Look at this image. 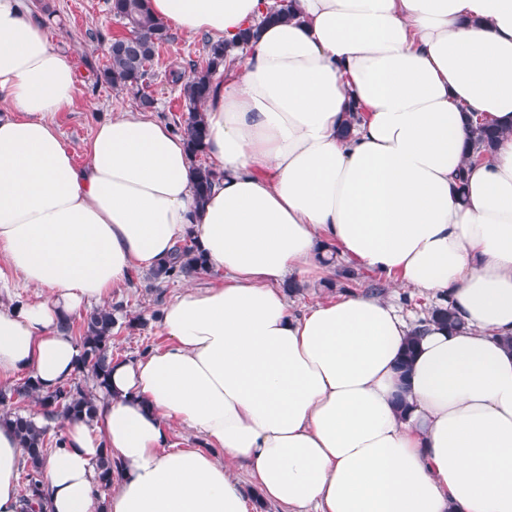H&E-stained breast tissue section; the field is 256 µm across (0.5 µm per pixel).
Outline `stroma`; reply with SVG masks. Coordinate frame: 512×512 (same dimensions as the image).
I'll list each match as a JSON object with an SVG mask.
<instances>
[{
    "label": "stroma",
    "mask_w": 512,
    "mask_h": 512,
    "mask_svg": "<svg viewBox=\"0 0 512 512\" xmlns=\"http://www.w3.org/2000/svg\"><path fill=\"white\" fill-rule=\"evenodd\" d=\"M47 6V23L53 32V44L63 50L77 52L79 66L91 78L81 84L74 106L57 117L65 140L72 147L77 162H84V146L95 127L102 121L135 106L132 94L105 83L102 72L108 64V40L123 33L121 20L109 9V0H34ZM204 35L187 37L174 34L164 44L151 69L147 91L155 99L154 114L167 123L177 122L182 114L183 100L178 86L167 80L170 67L186 65L198 58L204 46ZM146 272L133 270L126 288L115 293L122 308L113 329L112 358L127 360L162 348L167 342L154 313L178 291V284H165L147 290Z\"/></svg>",
    "instance_id": "stroma-1"
}]
</instances>
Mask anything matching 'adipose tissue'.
Segmentation results:
<instances>
[{
	"label": "adipose tissue",
	"instance_id": "1",
	"mask_svg": "<svg viewBox=\"0 0 512 512\" xmlns=\"http://www.w3.org/2000/svg\"><path fill=\"white\" fill-rule=\"evenodd\" d=\"M273 3L148 0L229 46L203 107L222 177L200 205L183 138L143 110L99 123L75 162L55 118L77 56L32 0H0V381L66 383L81 351L61 320L184 238L224 273L164 306L166 347L112 363L94 422L64 421L47 512H251L238 469L288 512H512V0H295L263 23ZM475 120L502 129L492 153L471 148ZM327 245L447 296L461 328L366 292L293 310L288 281L332 276ZM177 425L198 448L173 446ZM24 454L0 424V512L20 510Z\"/></svg>",
	"mask_w": 512,
	"mask_h": 512
}]
</instances>
